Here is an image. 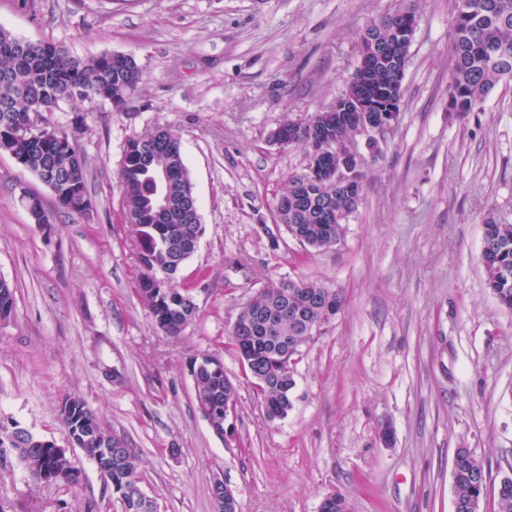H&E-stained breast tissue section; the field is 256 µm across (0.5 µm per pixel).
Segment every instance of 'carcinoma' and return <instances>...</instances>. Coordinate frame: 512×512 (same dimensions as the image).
Listing matches in <instances>:
<instances>
[{
    "label": "carcinoma",
    "instance_id": "carcinoma-1",
    "mask_svg": "<svg viewBox=\"0 0 512 512\" xmlns=\"http://www.w3.org/2000/svg\"><path fill=\"white\" fill-rule=\"evenodd\" d=\"M403 12L413 17L416 8L406 3L364 29L372 38L374 50L367 58L366 69L355 66L339 96L350 93L365 99L377 112L398 107L404 94V66L409 62L412 45V41L399 35ZM452 53L449 95L456 111L473 112L499 83L512 81V0H456ZM143 77L142 67L133 56L122 63L113 62L108 53L80 59L55 42H25L1 27L0 152L24 161V169L50 188L57 206L68 213L75 212L73 201L90 197L87 162L77 148L82 127H57L66 139V146L60 148L51 141L19 140L12 134V125L28 123L33 118L45 124L44 113L62 103L107 101L115 110L123 111ZM124 148H135L148 158L143 165L129 164L120 171L123 220L134 226L137 235L141 268L138 288L157 327L175 338L191 322L188 285H179L172 279L155 288L146 279L152 272L168 269L178 255L184 261L189 259L193 252L183 250L184 245L202 235L198 207L192 202L191 177L184 160H171L173 192L190 201V205L158 220L154 217L159 203L154 178L161 175L166 144L145 133L127 139ZM287 193L299 202L288 205L282 224L290 234L303 231L308 248L313 251L331 248L332 242L344 235V224L323 220L325 207L349 213L357 208L356 200L336 195V184L332 182L304 185L295 175L282 188L281 194ZM483 236L496 244L490 261L482 262L487 288L501 306L512 310V224H502L490 215L484 221ZM344 303L345 296L339 289L307 279L281 278L268 282L242 308L237 322H249L256 328L255 335L241 343L243 372L271 413L283 418L292 407L290 390L295 379L286 337L315 336V330L328 323L327 309L340 311ZM14 308L13 288L0 278V313H10ZM194 385L196 400L210 404L212 422L224 427V400L238 397L237 385L222 371L204 372ZM69 400L81 403L84 411L74 420L62 419L67 436L75 439L78 448L95 464L105 486L126 488L124 512H140L135 501L140 488L138 455L130 448L113 446L112 431L81 398L71 396ZM15 447L19 448L18 460L29 473L48 469L58 482L72 487L80 484L81 472L72 465L69 452L47 448L40 438L23 430L16 437ZM456 456L459 462L453 473L454 496L463 499L472 494V473L485 472V466L468 452H458ZM347 510L346 498L332 493L322 500L320 512Z\"/></svg>",
    "mask_w": 512,
    "mask_h": 512
}]
</instances>
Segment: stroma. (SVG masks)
Segmentation results:
<instances>
[{
    "mask_svg": "<svg viewBox=\"0 0 512 512\" xmlns=\"http://www.w3.org/2000/svg\"><path fill=\"white\" fill-rule=\"evenodd\" d=\"M396 0H0V27L79 58L134 55L144 79L129 109L69 104L81 119L93 208L70 214L0 152V277L15 309L0 322V427L65 444L59 408L77 396L140 458L162 512H215L214 478L238 512H453L452 465L468 449L489 470L482 512L512 476V311L485 285L482 224H512V83L473 112L448 109L455 0H415L421 16L399 122L369 156L341 242L306 252L270 239L273 202L303 173V149L272 144L288 116L327 107L357 64L366 25ZM181 135L203 235L178 283L198 285L182 335L156 328L137 291L136 233L117 183L123 146L154 126ZM51 225L32 223L21 188ZM231 255L248 258L229 267ZM343 289V311L304 348L287 416L268 420L228 336L268 281ZM218 355L239 384L233 435L201 413L192 358ZM394 439L385 445L383 426ZM78 487L0 458V512H122L81 449Z\"/></svg>",
    "mask_w": 512,
    "mask_h": 512,
    "instance_id": "35a3bbf8",
    "label": "stroma"
}]
</instances>
